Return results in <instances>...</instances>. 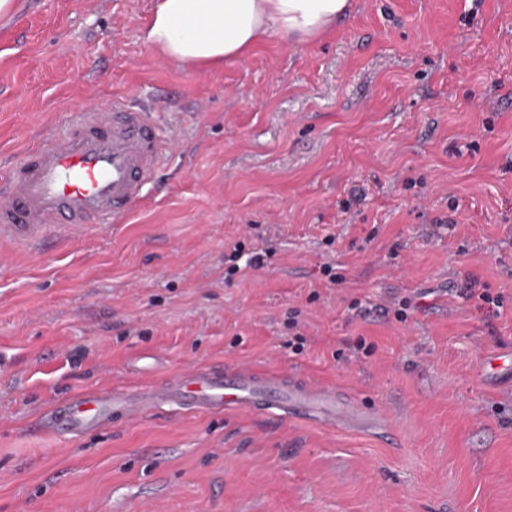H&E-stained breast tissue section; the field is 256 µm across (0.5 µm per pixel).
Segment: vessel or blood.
<instances>
[{
	"label": "vessel or blood",
	"mask_w": 512,
	"mask_h": 512,
	"mask_svg": "<svg viewBox=\"0 0 512 512\" xmlns=\"http://www.w3.org/2000/svg\"><path fill=\"white\" fill-rule=\"evenodd\" d=\"M173 144L153 112L129 100L109 110L90 105L72 113L64 128L26 147L0 173V240L32 249L47 232L66 245L87 228L129 223ZM195 412L279 410L349 428L376 418L336 390L249 368H189L140 389L76 394L56 404L44 429L78 435L104 430L113 419H133L165 407Z\"/></svg>",
	"instance_id": "1"
}]
</instances>
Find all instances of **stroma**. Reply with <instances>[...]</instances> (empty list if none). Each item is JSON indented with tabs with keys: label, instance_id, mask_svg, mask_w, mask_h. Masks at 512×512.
<instances>
[{
	"label": "stroma",
	"instance_id": "stroma-1",
	"mask_svg": "<svg viewBox=\"0 0 512 512\" xmlns=\"http://www.w3.org/2000/svg\"><path fill=\"white\" fill-rule=\"evenodd\" d=\"M17 3L0 168L116 95L178 148L129 223L0 241V512H512V377L481 369L512 351V0H349L205 68L143 41L154 0ZM219 364L336 387L387 431L168 407L41 429L71 394Z\"/></svg>",
	"mask_w": 512,
	"mask_h": 512
}]
</instances>
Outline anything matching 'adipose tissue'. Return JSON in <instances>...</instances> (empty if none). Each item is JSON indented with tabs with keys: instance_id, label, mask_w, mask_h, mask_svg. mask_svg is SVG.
Segmentation results:
<instances>
[{
	"instance_id": "obj_1",
	"label": "adipose tissue",
	"mask_w": 512,
	"mask_h": 512,
	"mask_svg": "<svg viewBox=\"0 0 512 512\" xmlns=\"http://www.w3.org/2000/svg\"><path fill=\"white\" fill-rule=\"evenodd\" d=\"M348 8L349 0H155L143 38L173 63L210 67L246 56L273 34L312 39Z\"/></svg>"
}]
</instances>
